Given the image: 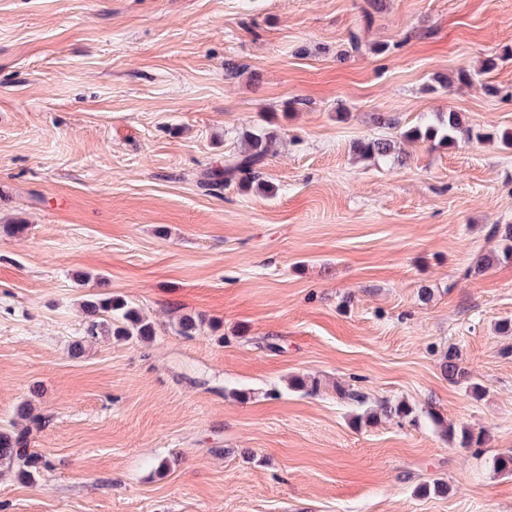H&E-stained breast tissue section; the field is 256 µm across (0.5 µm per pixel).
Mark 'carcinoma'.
<instances>
[{
	"label": "carcinoma",
	"mask_w": 512,
	"mask_h": 512,
	"mask_svg": "<svg viewBox=\"0 0 512 512\" xmlns=\"http://www.w3.org/2000/svg\"><path fill=\"white\" fill-rule=\"evenodd\" d=\"M406 143L438 142L450 147L461 143H480L495 139L502 146L512 148V129H497L488 133H475L467 126L458 112H438L435 117L420 125L409 127L400 133ZM278 134L264 125L245 131L240 149L224 159V167L204 173L199 185L207 191H215L234 179L250 183L260 181V169L276 154ZM356 154L364 159H382L394 164L404 161L402 151L389 139L358 141L354 145ZM486 238L496 242L495 248L485 254L476 264L463 270L462 278L468 279L481 274L490 266L512 262V224H493L487 230ZM87 315L82 340L73 346L72 354L77 356L84 349V343L99 336H115L119 339L149 340L155 335L153 323L142 312L112 296H90L84 302ZM203 319L184 316L178 321L177 333L191 337L201 331ZM442 368L448 381L477 390L471 382V375L461 365L459 354L450 348L445 355ZM448 438L458 441L462 448H480L485 443V431L468 426L456 427L450 423L445 427ZM7 467L24 480H32L41 469L48 466V460L29 448L27 430H0V468Z\"/></svg>",
	"instance_id": "obj_1"
}]
</instances>
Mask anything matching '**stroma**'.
<instances>
[{
    "instance_id": "35a3bbf8",
    "label": "stroma",
    "mask_w": 512,
    "mask_h": 512,
    "mask_svg": "<svg viewBox=\"0 0 512 512\" xmlns=\"http://www.w3.org/2000/svg\"><path fill=\"white\" fill-rule=\"evenodd\" d=\"M363 4L0 0V221L28 225L0 236V428L30 403L49 461L0 476V512H512V263L459 277L512 224V148L353 152L448 110L512 128V0ZM266 124L263 187L199 188ZM92 294L155 336L73 356ZM185 315L208 328L180 336ZM356 154L364 159H382L394 164H403L404 157L396 143L389 139H372L369 141H357L354 145ZM442 368L448 381L456 385H466V388L477 391L478 386L471 383V375L467 369L461 365L459 354L456 350L449 348L445 355ZM448 432L449 440H457L462 448H480L485 443V431L483 429H474L468 426H461L456 429L453 423H449L445 427Z\"/></svg>"
}]
</instances>
